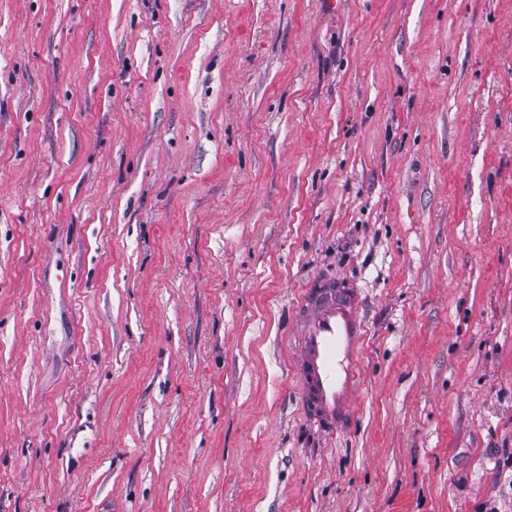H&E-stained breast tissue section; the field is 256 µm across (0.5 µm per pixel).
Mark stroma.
Segmentation results:
<instances>
[{"label": "stroma", "instance_id": "obj_1", "mask_svg": "<svg viewBox=\"0 0 512 512\" xmlns=\"http://www.w3.org/2000/svg\"><path fill=\"white\" fill-rule=\"evenodd\" d=\"M0 512H512V0H0ZM361 302L358 288L324 276L302 290L295 306L289 336L300 405L306 420L328 435L352 419L364 385Z\"/></svg>", "mask_w": 512, "mask_h": 512}]
</instances>
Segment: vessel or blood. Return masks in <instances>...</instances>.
I'll use <instances>...</instances> for the list:
<instances>
[{
    "label": "vessel or blood",
    "instance_id": "b4317fda",
    "mask_svg": "<svg viewBox=\"0 0 512 512\" xmlns=\"http://www.w3.org/2000/svg\"><path fill=\"white\" fill-rule=\"evenodd\" d=\"M364 336L358 288L324 276L302 290L290 333L293 368L304 416L321 432L335 434L354 415L364 385Z\"/></svg>",
    "mask_w": 512,
    "mask_h": 512
}]
</instances>
